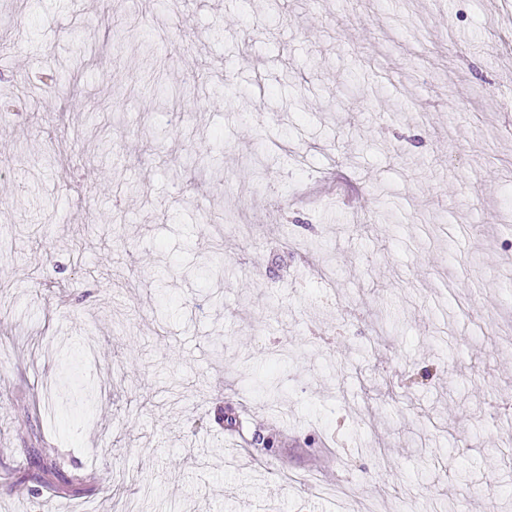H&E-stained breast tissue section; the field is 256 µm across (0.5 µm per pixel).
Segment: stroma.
<instances>
[{"mask_svg":"<svg viewBox=\"0 0 512 512\" xmlns=\"http://www.w3.org/2000/svg\"><path fill=\"white\" fill-rule=\"evenodd\" d=\"M1 16L0 512H512L506 0Z\"/></svg>","mask_w":512,"mask_h":512,"instance_id":"stroma-1","label":"stroma"}]
</instances>
